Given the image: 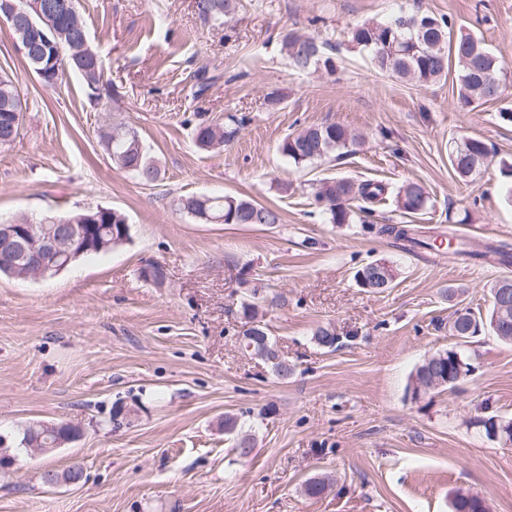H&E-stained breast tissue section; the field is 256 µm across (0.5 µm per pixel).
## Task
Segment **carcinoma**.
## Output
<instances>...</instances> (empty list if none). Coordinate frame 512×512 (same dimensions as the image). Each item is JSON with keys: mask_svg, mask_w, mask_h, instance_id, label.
<instances>
[{"mask_svg": "<svg viewBox=\"0 0 512 512\" xmlns=\"http://www.w3.org/2000/svg\"><path fill=\"white\" fill-rule=\"evenodd\" d=\"M200 18L222 23L224 17L234 10V0H196ZM43 31L52 38L46 48L43 67L48 73L46 83L53 85L63 74L72 70L83 79L89 96L97 97L103 72V60L93 48L85 49L93 58L85 67H78L70 58L69 43L79 40L87 32L78 11L51 13L41 22ZM352 42L367 52L371 61L382 72L416 83H430L448 75L451 63H457V95L467 105L487 103L499 99L504 91V82L496 57L485 45L470 33L454 32L452 23L444 18L423 13H401L387 22L366 21L351 32ZM327 44L316 38L298 32L282 35V50L293 65L305 70L322 58ZM6 112H23L21 99L15 82L7 74H0V116ZM244 119L228 117L224 124L201 122L195 128V141L201 148L222 145L233 140L243 126ZM99 139L112 161L144 182L153 183L158 179L159 170L151 162L138 132L122 125H106L99 129ZM349 143V133L336 124H323L305 128L287 136L279 151L296 165L310 164L323 160L334 150ZM487 145L477 139H468L458 145L451 157V164L460 178L468 177L486 159ZM387 187L379 182L366 181L359 184L346 178H325L319 182L315 197L322 205L331 224H348L353 214L370 216L376 204L383 201ZM429 202L425 187L416 181L402 184L396 194L397 206L406 213L416 214L427 209ZM182 211L201 224H278L281 221L277 210L254 200L208 195H192L179 200ZM98 217L97 234L109 238L113 230L127 223L121 211L96 206L88 210H73L68 218L81 223L85 216ZM379 232L395 236L410 247L429 248L431 244L419 238L418 231L409 225H384ZM454 255L468 259H480L495 255L509 262L512 252L502 246H486L482 252L462 246ZM14 279L32 278L20 255L0 250V275ZM358 283H367L371 292L380 294L392 287L395 272L386 262L371 263L358 270ZM493 303L487 315L477 316L466 311L464 320L450 322L449 334L462 337L463 341L475 336L479 322L487 319L491 331L502 341L512 342V279L501 278L490 287ZM248 329L244 336H260L263 344L258 350L265 354L278 377H283V360L279 357L275 343L267 335L265 326L257 321V311L249 304L243 305ZM20 445L24 448H42L40 423H32L23 429Z\"/></svg>", "mask_w": 512, "mask_h": 512, "instance_id": "carcinoma-1", "label": "carcinoma"}]
</instances>
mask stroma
Instances as JSON below:
<instances>
[{"label": "stroma", "mask_w": 512, "mask_h": 512, "mask_svg": "<svg viewBox=\"0 0 512 512\" xmlns=\"http://www.w3.org/2000/svg\"><path fill=\"white\" fill-rule=\"evenodd\" d=\"M103 60L100 99L79 76L45 85L0 23V72L16 83L20 136L0 150V223L103 205L123 212L129 240L52 277H0V512H451L457 490L490 512H512V445L477 424L512 419V343L482 327L459 344L458 308L487 313L490 286L512 277L492 260L406 251L382 224H415L469 249L512 248V0H236L224 25L203 21L195 0H78ZM447 17L480 37L507 89L472 108L454 77L420 84L377 71L351 41L356 25L398 11ZM288 30L329 41L332 68L294 67ZM244 118L224 147L199 148L194 128ZM137 130L160 168L143 183L112 163L98 130ZM335 123L362 143L295 165L283 139ZM485 142L484 166L459 179L456 145ZM387 187L371 224L329 223L320 180ZM422 183L427 210L395 196ZM232 195L272 207L280 223L201 224L178 202ZM387 260L385 293L357 286L366 264ZM160 264L158 287L141 272ZM257 304L293 373L280 379L239 342L243 306ZM331 327L335 347L319 345ZM460 350L472 371L455 388L414 394L429 356ZM128 411L121 424L111 418ZM252 431L248 458L225 416ZM67 422L79 437L50 452L18 445L32 422ZM75 484H44L73 464ZM326 475L321 496L305 482Z\"/></svg>", "instance_id": "1"}]
</instances>
